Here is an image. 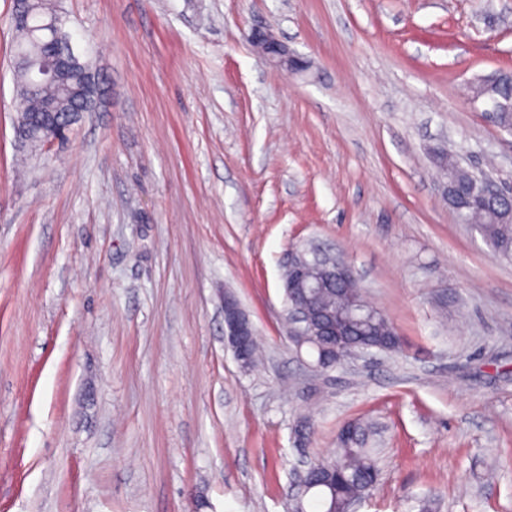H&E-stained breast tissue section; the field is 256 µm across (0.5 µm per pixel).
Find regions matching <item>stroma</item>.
Returning <instances> with one entry per match:
<instances>
[{"mask_svg":"<svg viewBox=\"0 0 512 512\" xmlns=\"http://www.w3.org/2000/svg\"><path fill=\"white\" fill-rule=\"evenodd\" d=\"M94 111L32 155L0 0V512H286L295 427L382 446L359 512H512V262L432 161L512 184L467 97L512 71V0H61ZM310 61L288 74L254 29ZM344 254L393 355L315 371L290 250ZM266 356L240 368L224 293Z\"/></svg>","mask_w":512,"mask_h":512,"instance_id":"stroma-1","label":"stroma"}]
</instances>
